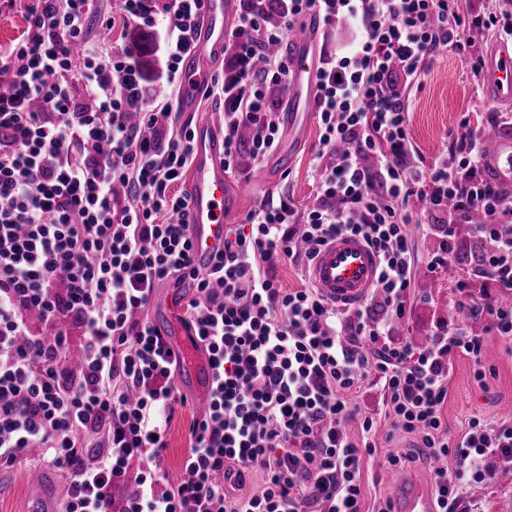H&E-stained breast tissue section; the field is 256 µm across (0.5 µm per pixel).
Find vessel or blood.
<instances>
[{"instance_id": "b4317fda", "label": "vessel or blood", "mask_w": 512, "mask_h": 512, "mask_svg": "<svg viewBox=\"0 0 512 512\" xmlns=\"http://www.w3.org/2000/svg\"><path fill=\"white\" fill-rule=\"evenodd\" d=\"M229 0H205L204 18L195 50L187 57L181 76V109L193 111L197 98L210 82L209 62L219 57L228 36ZM320 22L308 20L304 31L290 35L294 71L293 107L284 117L288 129L304 132L299 107L315 104L313 81L319 68L316 37ZM483 78L499 103H512V39L494 45L484 66ZM488 179L512 191V131L494 133L484 155ZM189 186L191 204L188 221L193 263L205 268L224 243V225L231 211L229 183L224 168V140L216 128L199 129L195 142ZM379 270L377 253L359 236L341 234L317 251L309 267L311 284L330 302L343 306L362 303L374 286ZM168 323L176 327L170 345L186 352V365L179 378L181 389L206 407L213 392L215 371L211 355L194 349L192 332L178 326L179 305L169 295L163 305ZM391 512H438L435 490L415 478L396 472L388 479Z\"/></svg>"}]
</instances>
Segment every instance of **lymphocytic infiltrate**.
I'll list each match as a JSON object with an SVG mask.
<instances>
[{
  "label": "lymphocytic infiltrate",
  "instance_id": "obj_1",
  "mask_svg": "<svg viewBox=\"0 0 512 512\" xmlns=\"http://www.w3.org/2000/svg\"><path fill=\"white\" fill-rule=\"evenodd\" d=\"M123 2L124 21L168 18L167 80L179 82L205 0ZM267 2L242 0L232 66L205 91L224 100L225 168L240 166L242 128L253 162L280 143L270 91L287 85L290 59L262 56L264 47L310 12L360 35L317 74V203L301 210L267 196L225 231L207 270L192 262L189 196L172 190L194 129L150 95L129 52L89 37L92 22L109 29L114 17L96 0H37L26 36L0 50V468L31 456L58 471L63 512H361L377 422L352 397L371 378L393 429L437 461L440 512H459L465 488L512 472V424L474 416L452 439L442 416L454 359L467 357L484 380V338L512 335V304L466 294L424 343L402 333L416 203L449 238L481 214L471 270L512 292V195L481 176L487 131L462 118L450 135L457 164L427 165L404 105L425 62L447 50L481 76L470 30L511 39L512 16L473 15L460 0H287L271 25ZM344 233L381 259L362 305L336 306L310 284L282 287L278 262L311 264ZM167 284L194 289L182 321L216 369L174 486L161 462L188 402L176 383L185 358L148 318ZM476 317L482 330L467 326ZM255 470L262 489L237 495Z\"/></svg>",
  "mask_w": 512,
  "mask_h": 512
}]
</instances>
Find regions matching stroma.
<instances>
[{
	"mask_svg": "<svg viewBox=\"0 0 512 512\" xmlns=\"http://www.w3.org/2000/svg\"><path fill=\"white\" fill-rule=\"evenodd\" d=\"M167 25V18L162 17L153 26L158 38L155 54L139 53L135 60L149 66L147 82L152 94L175 101L181 90L166 80ZM420 80L422 87L411 93L407 106L410 137L424 163L449 153V136L462 116H469L472 125L496 132L512 128V108L492 102L484 84L472 78L465 60L454 52L431 61ZM301 119L306 125L304 137L286 135L281 139L278 150L291 155L292 163L276 181L267 179L268 162L256 164L247 156L243 157L240 170L231 172L232 183L247 184L249 190L238 196L229 217L230 224L243 223L247 214L270 193L287 194L301 209L315 203L318 183L312 158L319 145L320 128L315 113L302 114ZM441 243L442 238L435 230L422 225L412 227L411 245L419 268L408 300L406 331L417 339L429 335L447 319L449 308L460 295L458 281L469 276V247L463 242L452 245L458 255L453 267L437 273L427 271V262ZM483 364L488 375L481 384L474 378V365L469 359L460 357L454 362L443 414L450 438L460 437L473 416L496 423L512 422V338L487 335ZM198 411L196 402H189L176 412L168 429L163 468L169 482H177L181 475V464L190 448L189 425ZM379 427V446L362 464L363 512H379L386 503V483L392 471L387 462L389 455H412L407 471L428 481L434 478L435 464L417 454L419 441L415 436L394 430L386 419L381 420ZM61 486L60 476L54 469L30 461L2 469L0 512H32ZM464 505L467 512H512V480L468 490Z\"/></svg>",
	"mask_w": 512,
	"mask_h": 512,
	"instance_id": "obj_1",
	"label": "stroma"
}]
</instances>
